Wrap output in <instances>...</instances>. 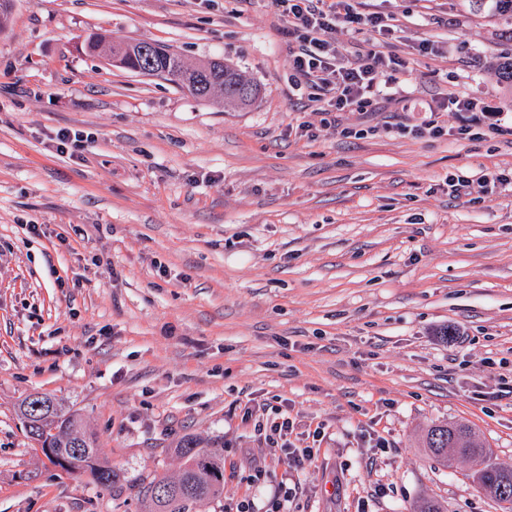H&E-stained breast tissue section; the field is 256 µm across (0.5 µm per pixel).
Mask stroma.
<instances>
[{
    "instance_id": "1",
    "label": "stroma",
    "mask_w": 512,
    "mask_h": 512,
    "mask_svg": "<svg viewBox=\"0 0 512 512\" xmlns=\"http://www.w3.org/2000/svg\"><path fill=\"white\" fill-rule=\"evenodd\" d=\"M352 5L393 19L409 66L368 111L338 115L294 85L270 0H14L0 32V512H141L142 479L177 470L188 434L223 439L227 507L411 512L431 497L504 512L419 436L465 420L512 466V189L470 201L444 185L512 170V85L497 75L512 17L493 0ZM97 33L233 64L258 98L202 101L113 66L81 48ZM451 92L484 107L478 139L393 133L455 126L429 109ZM63 128L88 138L60 155ZM32 393L81 414L117 484L28 438ZM278 409L315 448L302 469L255 429ZM361 433L387 448L358 447ZM259 463L269 477L250 482Z\"/></svg>"
}]
</instances>
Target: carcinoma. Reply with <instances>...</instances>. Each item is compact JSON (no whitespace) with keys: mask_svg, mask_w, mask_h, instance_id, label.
<instances>
[{"mask_svg":"<svg viewBox=\"0 0 512 512\" xmlns=\"http://www.w3.org/2000/svg\"><path fill=\"white\" fill-rule=\"evenodd\" d=\"M139 43L112 45L110 55L120 58L124 69L140 66ZM164 74L162 78L188 91L198 99L220 97L229 103L250 105L257 95L256 86L235 67L224 65V73H211L210 89L193 87L191 82L208 69V64L189 65L168 47L159 46ZM21 418L27 436L42 445L43 453L58 466L71 472L87 473L94 482L111 487L120 480V474L99 460V444L75 411L64 407L47 395L27 398L21 409ZM56 433H50V430ZM424 445L443 464L462 458L479 465L473 473L477 485L487 483L505 488L507 496L493 498L506 504L512 512V468L489 463L488 449L478 446L475 431L463 422H446L427 430ZM176 454L183 460L178 477L154 475L142 481L139 496L147 512H202L224 497V441L206 442L194 435L182 439Z\"/></svg>","mask_w":512,"mask_h":512,"instance_id":"cac0c4a2","label":"carcinoma"}]
</instances>
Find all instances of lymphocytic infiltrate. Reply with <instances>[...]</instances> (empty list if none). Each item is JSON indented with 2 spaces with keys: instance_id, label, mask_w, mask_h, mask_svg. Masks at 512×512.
Here are the masks:
<instances>
[{
  "instance_id": "lymphocytic-infiltrate-1",
  "label": "lymphocytic infiltrate",
  "mask_w": 512,
  "mask_h": 512,
  "mask_svg": "<svg viewBox=\"0 0 512 512\" xmlns=\"http://www.w3.org/2000/svg\"><path fill=\"white\" fill-rule=\"evenodd\" d=\"M286 24L288 49L295 85L320 88L330 107L338 112L364 111L371 107L381 84L395 83L408 62L383 44L372 43L351 57L336 50V31L358 36L365 31L391 34L392 24L377 13L355 11L348 0H271ZM297 422L282 413L266 422L265 438L288 454V464L303 467L312 461L311 448L295 446L290 437Z\"/></svg>"
}]
</instances>
